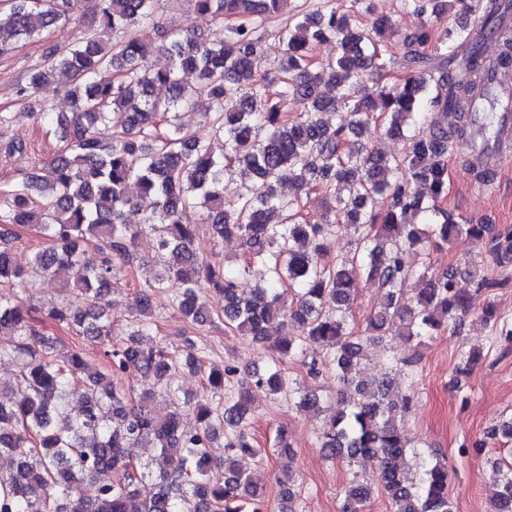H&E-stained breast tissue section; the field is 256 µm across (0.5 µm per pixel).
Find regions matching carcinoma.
Masks as SVG:
<instances>
[{
	"instance_id": "carcinoma-1",
	"label": "carcinoma",
	"mask_w": 512,
	"mask_h": 512,
	"mask_svg": "<svg viewBox=\"0 0 512 512\" xmlns=\"http://www.w3.org/2000/svg\"><path fill=\"white\" fill-rule=\"evenodd\" d=\"M158 0H93L105 27L124 33L105 45L88 36L50 44L44 61L30 70L21 94L29 99L56 82L71 101L70 112H42L60 142L48 161L37 160L22 179L0 192V222L37 230L47 246L27 268L12 261L8 234L0 233V361L20 365L10 397L0 399V455L13 461L0 472V512H266L261 490L238 464L257 449L249 433L251 393H281L285 363L310 343L326 351L307 364L336 372L346 407L323 421L317 432L330 458H361L376 469V486L354 480L344 490L341 512H367L375 493L394 512H454L448 497V466L422 457V478L412 483L400 461L417 446L395 420L391 380H369L358 366L364 346L383 338L392 318L402 335L422 343L441 328L454 327L472 312L474 296L462 294L448 276L428 279L407 267V248H444L465 235L481 241L485 224H458L447 209V155L462 137L471 112L483 46L496 27V0H486L479 28L448 25L435 35L425 22L407 36L406 74L394 84L363 85L366 72L391 65L393 25L375 17L360 28L352 8L325 0L319 8L288 19L277 32L281 90L272 96L258 69L266 21L288 9L289 0H190L193 13L227 21L224 35L204 41L186 28L163 50L170 64L156 69L151 43L141 30L153 22ZM85 0H12L0 11V55L26 41H46L66 26ZM419 18L448 12L446 0H411ZM334 39L335 61L316 57V43ZM195 72L188 86L182 74ZM336 90L324 97L320 86ZM165 94L158 96L155 89ZM208 102L203 113L211 136L224 144L215 156L210 143L185 131L184 108ZM234 102L231 108L225 107ZM300 106L293 115L288 103ZM343 108L349 119L328 125L323 115ZM0 115V150H24L7 137ZM404 143L398 156L369 149L362 138L371 124ZM112 128L111 136L100 131ZM236 174L243 192L224 202V174ZM298 194L285 197L278 186ZM138 195L153 201L141 224H127L125 209ZM347 191L336 195V187ZM318 193L328 208L314 221L301 217L303 196ZM388 194L391 209L373 213L374 198ZM203 210V225L183 222L189 207ZM153 235L162 262L153 287L176 285L173 304L191 323L217 327L269 345L278 357L264 370L243 377L234 366L204 371L196 343L187 338L180 357L168 352L147 298L128 336L112 341L107 296L117 275L116 261L128 265L131 248L143 233ZM211 239L237 236L244 250L238 269L229 271L201 258L200 232ZM357 235L351 256L329 258L324 239L339 232ZM83 242H93L88 254ZM377 281L385 303L362 330L349 321L362 278ZM37 278L59 280L67 301L39 315L19 292ZM424 281L408 293L413 279ZM212 288L224 295V310L212 312L203 300ZM476 319L499 328L512 340V323L486 303ZM283 322L294 336H272ZM60 327L104 346V370L88 372L84 348L57 352L60 339L45 330ZM177 369L204 377L224 404L192 407L171 385ZM137 373L154 379L153 388L132 403L131 392L108 379ZM80 386L81 406L70 396ZM163 394L165 414L152 402ZM296 406L314 410L320 398L302 386ZM194 416L192 427L184 416ZM180 451L168 464L172 449ZM224 465V483L211 482L214 462ZM282 501L295 512L292 473L278 479ZM488 512H512V463L499 471V489Z\"/></svg>"
}]
</instances>
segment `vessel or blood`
I'll return each instance as SVG.
<instances>
[{"label": "vessel or blood", "instance_id": "vessel-or-blood-1", "mask_svg": "<svg viewBox=\"0 0 512 512\" xmlns=\"http://www.w3.org/2000/svg\"><path fill=\"white\" fill-rule=\"evenodd\" d=\"M472 113V145L477 149L483 167L491 174L500 173L512 162V80L500 70L485 68L478 83ZM494 106L496 128L494 137H487L482 110Z\"/></svg>", "mask_w": 512, "mask_h": 512}]
</instances>
